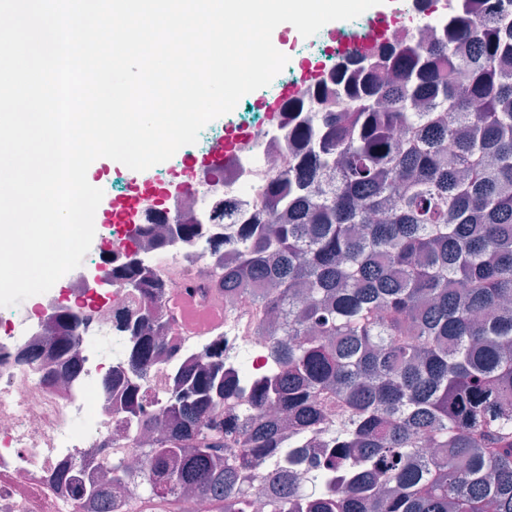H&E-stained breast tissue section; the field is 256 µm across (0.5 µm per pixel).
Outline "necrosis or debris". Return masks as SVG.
Masks as SVG:
<instances>
[{"mask_svg":"<svg viewBox=\"0 0 512 512\" xmlns=\"http://www.w3.org/2000/svg\"><path fill=\"white\" fill-rule=\"evenodd\" d=\"M326 110L316 97L305 101L295 120L284 113L275 122L245 128L225 123L224 138L237 148L223 171L195 175L189 188L141 209L134 225H96L91 247L65 275V287L32 296L21 307H0V512H89L83 499L50 484L51 470L80 464L79 477L88 483L98 460L144 445L139 433H116V423L129 417L125 391L105 382L106 376L127 373L134 344L118 314L141 312L140 302L113 281L109 256L133 250L147 275L167 288L159 304L165 323L159 335L174 354L157 359L143 381L151 396L147 415L162 411L183 373L204 364L205 348L218 337L224 340V371L242 386L273 377L269 338L259 331L254 311L244 303L227 310L216 286L217 264L232 263L237 252V227L225 223L224 213L261 208L267 185L288 170L293 123L317 132ZM146 224L152 232H143ZM180 224L199 225L201 237L174 235ZM92 271L106 288H87ZM66 305L82 319L75 345L79 370L69 377L60 376L49 345L56 311ZM22 350L39 356L17 361Z\"/></svg>","mask_w":512,"mask_h":512,"instance_id":"necrosis-or-debris-1","label":"necrosis or debris"}]
</instances>
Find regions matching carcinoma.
<instances>
[{
  "label": "carcinoma",
  "instance_id": "obj_1",
  "mask_svg": "<svg viewBox=\"0 0 512 512\" xmlns=\"http://www.w3.org/2000/svg\"><path fill=\"white\" fill-rule=\"evenodd\" d=\"M482 2L479 14L456 0L428 47L380 39L339 55L316 88L336 87L343 108L324 113L314 144L294 131L306 154L261 212H224L240 224L239 262L216 269L224 306L249 302L279 376L245 391L213 343L162 410L154 446L138 449L144 497L128 512H177L187 493L249 512V473L283 452L272 406L300 438L336 432L331 455L291 456L342 484L306 490L280 472L266 512H512V73L500 67L512 0ZM112 277L144 306L121 317L141 378L165 352L150 336L165 285L133 262ZM56 323L53 348L74 372L78 319L65 309ZM125 391L132 422L149 393ZM100 467L96 484L71 465L52 482L108 505L128 465Z\"/></svg>",
  "mask_w": 512,
  "mask_h": 512
}]
</instances>
